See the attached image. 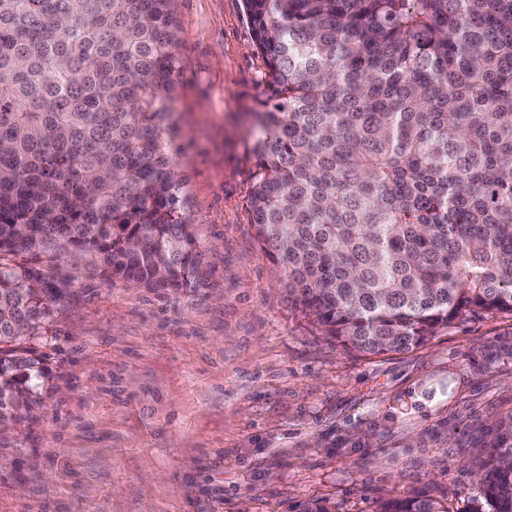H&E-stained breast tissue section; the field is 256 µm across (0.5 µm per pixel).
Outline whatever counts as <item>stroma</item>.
<instances>
[{"instance_id": "obj_1", "label": "stroma", "mask_w": 512, "mask_h": 512, "mask_svg": "<svg viewBox=\"0 0 512 512\" xmlns=\"http://www.w3.org/2000/svg\"><path fill=\"white\" fill-rule=\"evenodd\" d=\"M184 214L199 287L101 283L40 346L54 380L0 432V512H376L396 495L469 512L472 449L512 415V314L361 356L302 315L252 226L254 114L270 95L243 0H176Z\"/></svg>"}]
</instances>
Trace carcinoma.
<instances>
[{
    "instance_id": "cac0c4a2",
    "label": "carcinoma",
    "mask_w": 512,
    "mask_h": 512,
    "mask_svg": "<svg viewBox=\"0 0 512 512\" xmlns=\"http://www.w3.org/2000/svg\"><path fill=\"white\" fill-rule=\"evenodd\" d=\"M244 5L271 90L253 227L301 312L372 355L512 313V0ZM180 65L174 0H0V428L38 407L53 375L29 342L72 294L23 256L196 287ZM493 447L471 512H512V415Z\"/></svg>"
}]
</instances>
